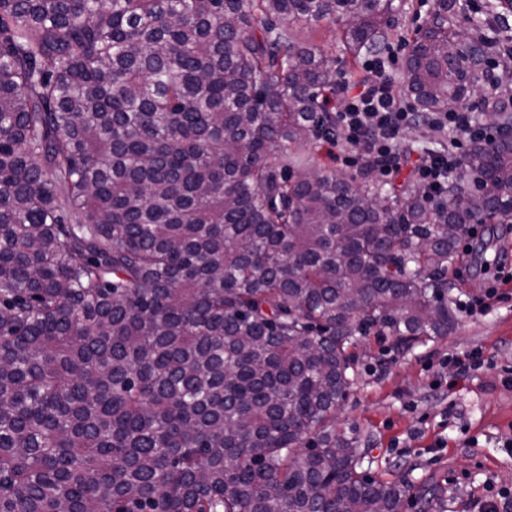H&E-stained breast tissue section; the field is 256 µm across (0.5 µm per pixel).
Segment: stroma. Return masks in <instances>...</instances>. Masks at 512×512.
I'll return each mask as SVG.
<instances>
[{
	"mask_svg": "<svg viewBox=\"0 0 512 512\" xmlns=\"http://www.w3.org/2000/svg\"><path fill=\"white\" fill-rule=\"evenodd\" d=\"M476 349L482 368L444 362ZM352 353L355 384L336 427L357 431L371 476L434 477L448 512H481L485 499L512 494V298L485 315L458 316L450 335L412 350L370 335Z\"/></svg>",
	"mask_w": 512,
	"mask_h": 512,
	"instance_id": "1",
	"label": "stroma"
}]
</instances>
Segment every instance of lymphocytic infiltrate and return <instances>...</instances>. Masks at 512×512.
Wrapping results in <instances>:
<instances>
[{
    "mask_svg": "<svg viewBox=\"0 0 512 512\" xmlns=\"http://www.w3.org/2000/svg\"><path fill=\"white\" fill-rule=\"evenodd\" d=\"M398 65L399 56L392 50L382 58H367L363 62L366 78L345 84L337 96L321 99L322 111L336 121L337 165H365L379 178L388 179L400 168L399 146L414 127L455 129L470 146L495 138V130L478 124L468 107L422 110L414 98L394 86L390 72ZM495 261L496 272L486 282L483 295L460 301L461 313L473 316L504 299V288L512 283V252L500 251Z\"/></svg>",
    "mask_w": 512,
    "mask_h": 512,
    "instance_id": "1",
    "label": "lymphocytic infiltrate"
}]
</instances>
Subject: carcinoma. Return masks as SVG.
Returning <instances> with one entry per match:
<instances>
[{"mask_svg": "<svg viewBox=\"0 0 512 512\" xmlns=\"http://www.w3.org/2000/svg\"><path fill=\"white\" fill-rule=\"evenodd\" d=\"M396 0H0V512H445L336 429L348 348L455 326L448 264L512 217V140L438 199L317 166L334 60L386 49ZM437 11L402 87L477 93ZM304 37L323 49L326 53H329L331 57H342L339 47V26L329 27L323 25L312 32H306ZM476 229L474 224H469L466 227L465 232L461 235L458 247H457V257L459 259V266L455 270V274L458 278H464L469 275L471 272V248L470 242L478 235H475ZM469 236V237H468Z\"/></svg>", "mask_w": 512, "mask_h": 512, "instance_id": "1", "label": "carcinoma"}]
</instances>
